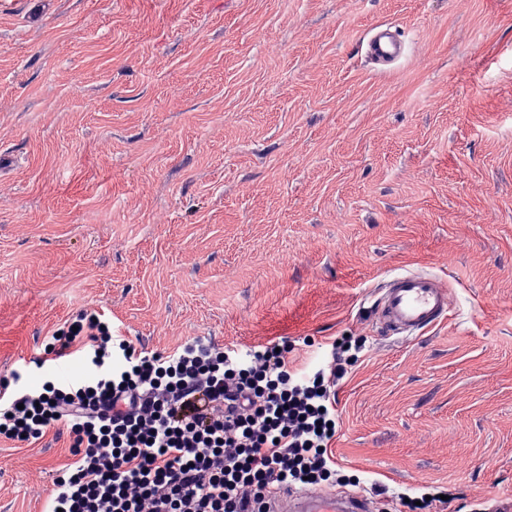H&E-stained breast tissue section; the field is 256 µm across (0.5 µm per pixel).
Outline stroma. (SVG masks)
Instances as JSON below:
<instances>
[{
	"label": "stroma",
	"mask_w": 512,
	"mask_h": 512,
	"mask_svg": "<svg viewBox=\"0 0 512 512\" xmlns=\"http://www.w3.org/2000/svg\"><path fill=\"white\" fill-rule=\"evenodd\" d=\"M406 55L377 70V25ZM454 283L414 339L392 273ZM95 311L140 350L349 335L330 451L447 512L512 498V0H0V378ZM67 435L0 442L43 512ZM452 285L446 277L425 271L391 276L379 289L370 315L384 337L408 339L446 320Z\"/></svg>",
	"instance_id": "obj_1"
}]
</instances>
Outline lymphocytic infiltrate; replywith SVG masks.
Instances as JSON below:
<instances>
[{"mask_svg": "<svg viewBox=\"0 0 512 512\" xmlns=\"http://www.w3.org/2000/svg\"><path fill=\"white\" fill-rule=\"evenodd\" d=\"M352 348L335 342L330 368L304 372L285 344L242 352L196 338L149 355L83 313L34 365L73 357L86 376L1 378L0 440L30 446L66 425L72 461L45 512H267L280 488L335 477L333 389Z\"/></svg>", "mask_w": 512, "mask_h": 512, "instance_id": "1", "label": "lymphocytic infiltrate"}]
</instances>
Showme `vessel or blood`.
I'll list each match as a JSON object with an SVG mask.
<instances>
[{"label": "vessel or blood", "instance_id": "1", "mask_svg": "<svg viewBox=\"0 0 512 512\" xmlns=\"http://www.w3.org/2000/svg\"><path fill=\"white\" fill-rule=\"evenodd\" d=\"M364 50L371 63L383 70L403 57L405 45L390 26L381 25L367 37ZM450 302L447 278L404 271L383 283L370 315L385 337L415 338L447 319ZM268 512H373V508L362 495H322L290 488L278 493Z\"/></svg>", "mask_w": 512, "mask_h": 512}]
</instances>
